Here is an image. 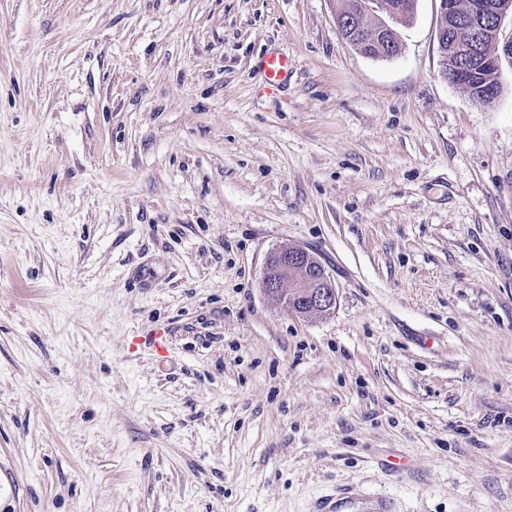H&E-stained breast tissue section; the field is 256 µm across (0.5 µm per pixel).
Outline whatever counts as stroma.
<instances>
[{
	"mask_svg": "<svg viewBox=\"0 0 512 512\" xmlns=\"http://www.w3.org/2000/svg\"><path fill=\"white\" fill-rule=\"evenodd\" d=\"M339 5L0 0V512H512V83ZM294 244L331 313L262 290ZM417 1L351 0L353 4L345 13L342 9L337 12L336 26L342 38L359 54L374 58H394L402 48L399 45L396 49L393 42H388L389 34L395 36V39L397 36L385 18L406 19L413 16ZM383 47L385 50L376 56L371 52L372 48ZM260 68L270 89L282 87L291 73L288 57L275 50L266 53L261 60ZM318 512H395V502L384 496L331 495L320 502Z\"/></svg>",
	"mask_w": 512,
	"mask_h": 512,
	"instance_id": "stroma-1",
	"label": "stroma"
}]
</instances>
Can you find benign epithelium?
<instances>
[{
  "label": "benign epithelium",
  "instance_id": "benign-epithelium-1",
  "mask_svg": "<svg viewBox=\"0 0 512 512\" xmlns=\"http://www.w3.org/2000/svg\"><path fill=\"white\" fill-rule=\"evenodd\" d=\"M437 40L441 75L450 83L467 88L480 105L492 103L499 90L512 81V35L502 33L503 22L512 18V0H439ZM417 0H351L336 14V26L359 54L371 57L379 48L380 58L401 52L388 37L395 31L386 19H406L415 13ZM494 49H482L486 40ZM261 287L285 312L306 317L328 314L336 307V287L322 261L309 249L283 246L267 256Z\"/></svg>",
  "mask_w": 512,
  "mask_h": 512
}]
</instances>
